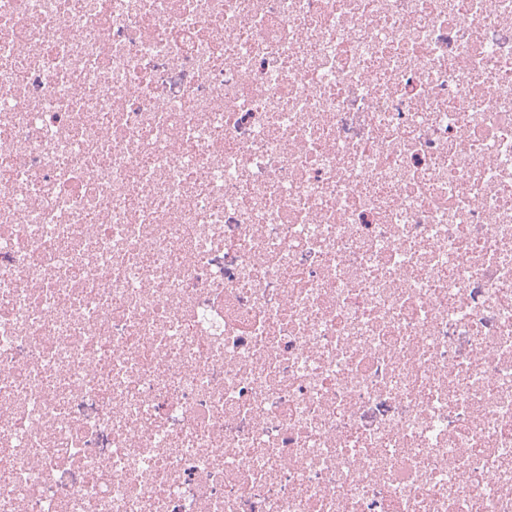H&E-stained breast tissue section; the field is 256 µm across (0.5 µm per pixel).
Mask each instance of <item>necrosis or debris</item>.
I'll return each mask as SVG.
<instances>
[{"label":"necrosis or debris","mask_w":512,"mask_h":512,"mask_svg":"<svg viewBox=\"0 0 512 512\" xmlns=\"http://www.w3.org/2000/svg\"><path fill=\"white\" fill-rule=\"evenodd\" d=\"M0 512H512V0H0Z\"/></svg>","instance_id":"1"}]
</instances>
